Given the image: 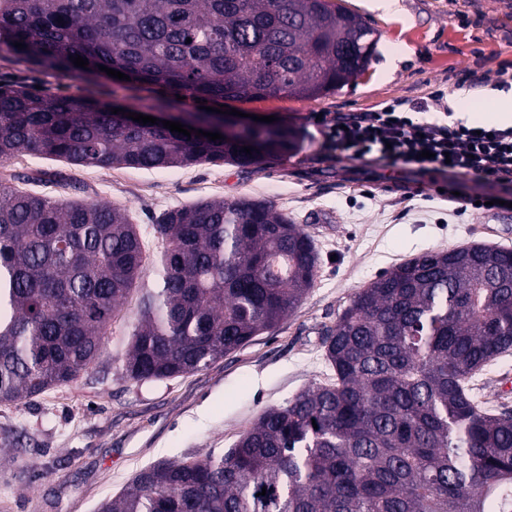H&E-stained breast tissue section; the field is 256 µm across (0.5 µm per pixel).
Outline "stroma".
<instances>
[{
  "instance_id": "1",
  "label": "stroma",
  "mask_w": 512,
  "mask_h": 512,
  "mask_svg": "<svg viewBox=\"0 0 512 512\" xmlns=\"http://www.w3.org/2000/svg\"><path fill=\"white\" fill-rule=\"evenodd\" d=\"M402 14L344 0L379 34L368 71L318 99L279 96L233 101L247 114L276 116L298 133L287 159L255 172L229 164L140 170L71 166L25 155L0 163V180L40 178L55 198L103 200L127 208L136 223L199 200L240 196L269 200L313 238L317 280L301 307L275 330L201 371L165 381L121 378L139 296L131 294L110 329L98 363L69 384L17 404H0V512H96L142 469L192 460L231 448L268 408L333 379L323 339L354 293L393 266L429 250L475 243L512 248V208L486 211L466 197L511 199L512 183L471 175L420 172L330 150L314 117L366 112L392 101L445 94L426 117L465 104L484 112L497 105L499 71L512 74V0H400ZM404 49L392 73L386 55ZM0 79L32 80L54 93L108 100L147 111H199L173 91L120 83L105 76L26 71L0 49ZM455 183L464 200L437 194ZM484 401L512 413V355L477 377Z\"/></svg>"
}]
</instances>
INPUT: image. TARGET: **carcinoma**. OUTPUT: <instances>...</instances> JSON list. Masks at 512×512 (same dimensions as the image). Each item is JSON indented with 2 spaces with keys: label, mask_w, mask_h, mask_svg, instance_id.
<instances>
[{
  "label": "carcinoma",
  "mask_w": 512,
  "mask_h": 512,
  "mask_svg": "<svg viewBox=\"0 0 512 512\" xmlns=\"http://www.w3.org/2000/svg\"><path fill=\"white\" fill-rule=\"evenodd\" d=\"M377 43L332 0H0V44L33 72L104 65L209 101L318 98L366 72ZM114 107L0 84V162L248 168L297 147L286 124L212 141ZM211 118L179 122L201 130ZM153 230L152 250L116 204L0 182L1 404L88 371L136 288L121 374L140 383L207 368L277 328L315 286L313 239L270 201L202 200L160 213ZM323 345L335 381L264 411L220 456L141 470L98 512H512V413L475 387L512 351V249L396 265L355 293Z\"/></svg>",
  "instance_id": "cac0c4a2"
}]
</instances>
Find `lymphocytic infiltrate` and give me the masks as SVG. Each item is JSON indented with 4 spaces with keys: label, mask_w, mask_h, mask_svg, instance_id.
<instances>
[{
    "label": "lymphocytic infiltrate",
    "mask_w": 512,
    "mask_h": 512,
    "mask_svg": "<svg viewBox=\"0 0 512 512\" xmlns=\"http://www.w3.org/2000/svg\"><path fill=\"white\" fill-rule=\"evenodd\" d=\"M427 99L369 112L319 118L325 145L356 160L377 159L424 172L512 181V126L448 124L421 119Z\"/></svg>",
    "instance_id": "1"
}]
</instances>
